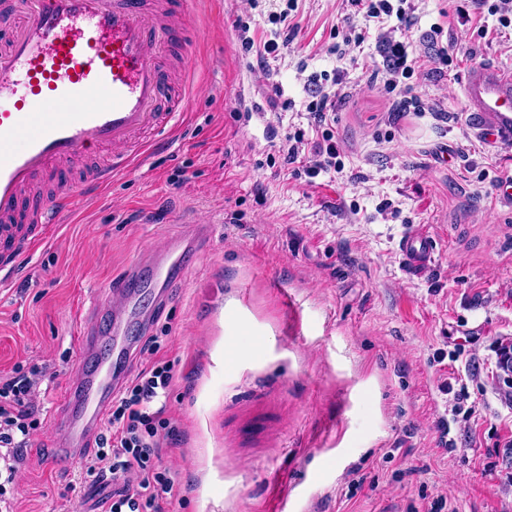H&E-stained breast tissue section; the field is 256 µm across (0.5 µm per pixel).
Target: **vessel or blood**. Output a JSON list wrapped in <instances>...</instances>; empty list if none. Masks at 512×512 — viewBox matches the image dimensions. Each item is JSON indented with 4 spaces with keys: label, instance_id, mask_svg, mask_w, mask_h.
<instances>
[{
    "label": "vessel or blood",
    "instance_id": "b4317fda",
    "mask_svg": "<svg viewBox=\"0 0 512 512\" xmlns=\"http://www.w3.org/2000/svg\"><path fill=\"white\" fill-rule=\"evenodd\" d=\"M193 0H0L16 23L0 36V260L18 265L43 244L48 224L70 212L76 181L65 195L35 200L27 189L55 164L91 151L117 149L92 181L109 183L149 146L144 133L165 128L182 112L185 91L174 89L161 46L181 42L179 20ZM463 107L492 143L512 144V71L473 64ZM207 227L169 238L151 261L154 275L180 271L186 250ZM403 262L418 277L434 265L435 244L415 230L399 243ZM139 268L108 290L100 312L103 335L85 331L66 397L72 411L57 418L55 453L83 462L114 396L128 378L136 342L128 332L134 306L149 287Z\"/></svg>",
    "mask_w": 512,
    "mask_h": 512
}]
</instances>
